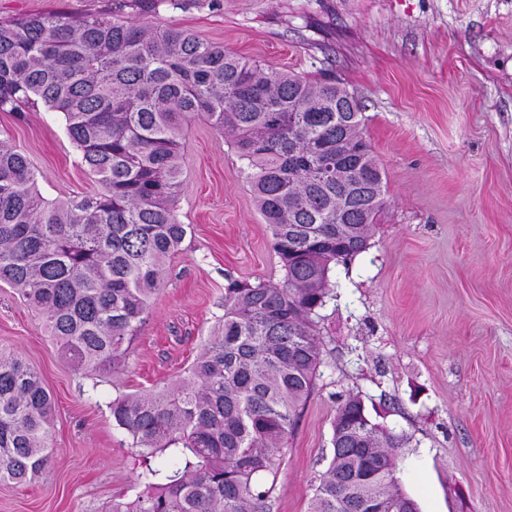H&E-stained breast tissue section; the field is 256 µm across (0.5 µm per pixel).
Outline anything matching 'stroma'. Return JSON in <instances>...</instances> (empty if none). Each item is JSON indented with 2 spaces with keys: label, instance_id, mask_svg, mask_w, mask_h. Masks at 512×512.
<instances>
[{
  "label": "stroma",
  "instance_id": "1",
  "mask_svg": "<svg viewBox=\"0 0 512 512\" xmlns=\"http://www.w3.org/2000/svg\"><path fill=\"white\" fill-rule=\"evenodd\" d=\"M0 0V20L118 14L173 25L257 62L333 74L363 106L385 174L368 249L333 266L316 318L323 356L272 475L270 512H309L338 398L406 437L397 476L420 512H512V0ZM47 201L95 192L61 113L0 112ZM177 215L190 230L165 266L122 372L74 370L44 315L0 284V348L54 400V457L34 482L0 484V512H107L147 463L110 403L185 377L224 313L229 281L280 283L229 140L184 132Z\"/></svg>",
  "mask_w": 512,
  "mask_h": 512
}]
</instances>
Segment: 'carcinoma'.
I'll use <instances>...</instances> for the list:
<instances>
[{
  "mask_svg": "<svg viewBox=\"0 0 512 512\" xmlns=\"http://www.w3.org/2000/svg\"><path fill=\"white\" fill-rule=\"evenodd\" d=\"M60 112L92 194L47 203L27 156L0 140V283L46 316L77 371H122L164 266L189 225L176 208L191 121L227 134L285 270L231 281L224 316L188 378L110 405L145 457L146 494L110 512H267L323 345L314 317L332 265L369 247L385 212L362 105L332 77L263 69L175 26L105 17L0 21V112ZM54 404L39 373L0 352V482L26 484L51 459ZM404 439L364 401L336 408L332 451L310 512H419L396 477Z\"/></svg>",
  "mask_w": 512,
  "mask_h": 512,
  "instance_id": "obj_1",
  "label": "carcinoma"
}]
</instances>
